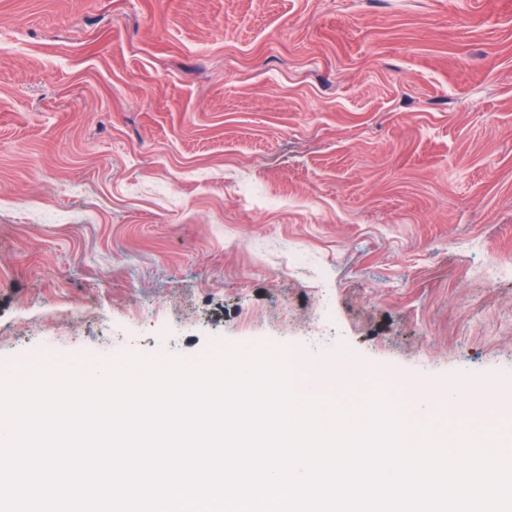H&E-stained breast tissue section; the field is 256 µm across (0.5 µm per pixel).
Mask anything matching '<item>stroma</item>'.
<instances>
[{
    "label": "stroma",
    "mask_w": 512,
    "mask_h": 512,
    "mask_svg": "<svg viewBox=\"0 0 512 512\" xmlns=\"http://www.w3.org/2000/svg\"><path fill=\"white\" fill-rule=\"evenodd\" d=\"M263 342L512 385V0H0V371Z\"/></svg>",
    "instance_id": "35a3bbf8"
}]
</instances>
